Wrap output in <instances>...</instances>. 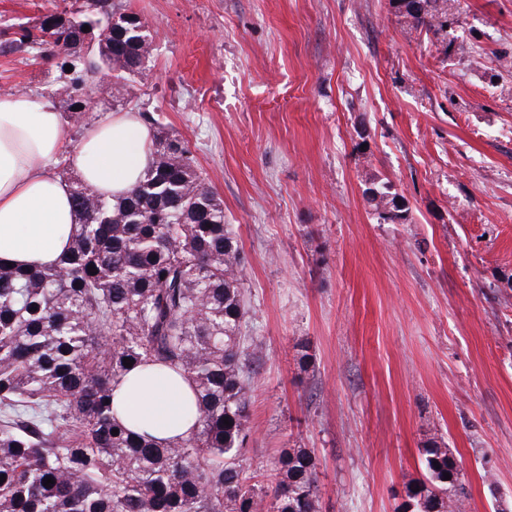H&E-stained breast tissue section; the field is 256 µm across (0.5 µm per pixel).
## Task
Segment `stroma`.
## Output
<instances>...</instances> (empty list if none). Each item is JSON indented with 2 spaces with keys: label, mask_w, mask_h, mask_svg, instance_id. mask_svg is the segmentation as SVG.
Instances as JSON below:
<instances>
[{
  "label": "stroma",
  "mask_w": 512,
  "mask_h": 512,
  "mask_svg": "<svg viewBox=\"0 0 512 512\" xmlns=\"http://www.w3.org/2000/svg\"><path fill=\"white\" fill-rule=\"evenodd\" d=\"M121 2L153 53L96 75L65 146L157 114L223 199L263 347L245 466L305 448L322 512H395L435 440L466 512L512 501V0H458L443 42L388 0ZM56 62L0 51V85L47 99ZM375 179L404 223H379Z\"/></svg>",
  "instance_id": "35a3bbf8"
}]
</instances>
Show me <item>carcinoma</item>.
<instances>
[{
  "instance_id": "cac0c4a2",
  "label": "carcinoma",
  "mask_w": 512,
  "mask_h": 512,
  "mask_svg": "<svg viewBox=\"0 0 512 512\" xmlns=\"http://www.w3.org/2000/svg\"><path fill=\"white\" fill-rule=\"evenodd\" d=\"M389 5L427 35L446 33L448 0H421L415 13L406 0ZM73 13L75 24L54 11L4 41L61 56L49 98L70 116L90 106L101 68L120 80L147 60L145 33L121 4L86 0ZM115 17L116 35L79 55L83 27L101 31ZM71 184L78 230L67 253L52 267L0 264V512H321L307 449L282 450L267 487L244 470L262 352L248 321V260L187 142L157 133L145 177L116 202ZM393 195L387 182L368 189L381 224L406 220ZM148 368L191 382L190 437L162 443L115 419L114 383ZM423 456L397 512H464L453 454L433 445Z\"/></svg>"
}]
</instances>
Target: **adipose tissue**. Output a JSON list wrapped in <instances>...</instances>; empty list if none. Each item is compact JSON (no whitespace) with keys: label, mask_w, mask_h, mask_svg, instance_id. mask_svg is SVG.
Wrapping results in <instances>:
<instances>
[{"label":"adipose tissue","mask_w":512,"mask_h":512,"mask_svg":"<svg viewBox=\"0 0 512 512\" xmlns=\"http://www.w3.org/2000/svg\"><path fill=\"white\" fill-rule=\"evenodd\" d=\"M67 135L48 101L0 92V261L15 266L56 264L75 230L70 183L54 174ZM152 133L134 112H113L85 128L67 162L109 199L125 196L151 162ZM190 384L178 375L131 372L118 383L116 418L160 439L190 436L195 417Z\"/></svg>","instance_id":"ef3b65f1"}]
</instances>
